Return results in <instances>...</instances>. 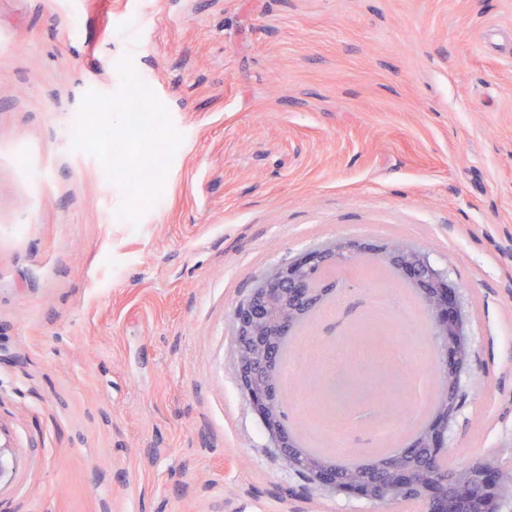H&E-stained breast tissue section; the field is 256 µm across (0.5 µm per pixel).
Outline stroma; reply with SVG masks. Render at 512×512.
I'll return each mask as SVG.
<instances>
[{
	"mask_svg": "<svg viewBox=\"0 0 512 512\" xmlns=\"http://www.w3.org/2000/svg\"><path fill=\"white\" fill-rule=\"evenodd\" d=\"M139 14L135 51L113 29ZM491 27L512 0H0V512H420L312 489L239 386L235 309L338 237L414 244L463 286L448 457L512 464V40ZM93 127L160 174L111 179Z\"/></svg>",
	"mask_w": 512,
	"mask_h": 512,
	"instance_id": "obj_1",
	"label": "stroma"
}]
</instances>
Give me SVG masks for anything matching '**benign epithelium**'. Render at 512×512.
<instances>
[{
  "mask_svg": "<svg viewBox=\"0 0 512 512\" xmlns=\"http://www.w3.org/2000/svg\"><path fill=\"white\" fill-rule=\"evenodd\" d=\"M367 256L375 257L417 291L442 363V385L432 404V413L414 431L403 455L413 454L424 436L431 456L448 457V428L460 409V400L451 396L447 388L448 372L460 375L469 368L472 345L462 287L433 265L420 248L402 241L374 244L338 238L270 269L253 288L247 303L236 308L233 324L240 387L264 425L272 447L289 449L284 456L288 467L301 472L315 489L348 499L373 501L369 485L344 478L349 470L331 463L321 465V458L298 445L285 424L283 407L276 400L283 384L281 341L293 334L296 326L325 299L347 293V284L327 277L328 270L343 261L356 264ZM466 472L472 474L479 486L476 504L466 512H501L503 502L512 495V481L506 484L499 470H487L477 464L468 465ZM390 482L393 489L411 488L429 503L448 506L441 480L421 483L411 472L395 468Z\"/></svg>",
  "mask_w": 512,
  "mask_h": 512,
  "instance_id": "obj_1",
  "label": "benign epithelium"
}]
</instances>
